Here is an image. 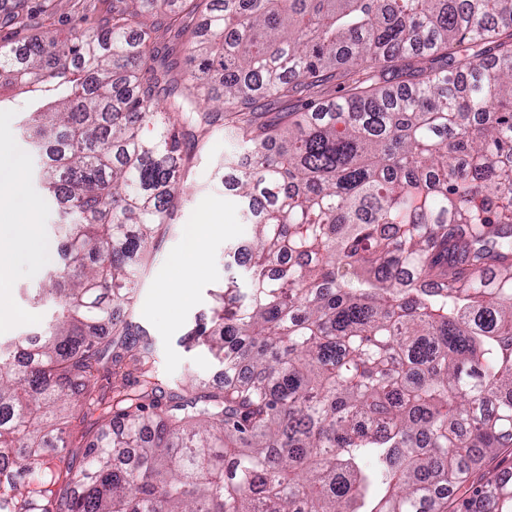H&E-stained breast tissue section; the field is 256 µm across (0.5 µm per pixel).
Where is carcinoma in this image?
Segmentation results:
<instances>
[{"label": "carcinoma", "mask_w": 512, "mask_h": 512, "mask_svg": "<svg viewBox=\"0 0 512 512\" xmlns=\"http://www.w3.org/2000/svg\"><path fill=\"white\" fill-rule=\"evenodd\" d=\"M118 2L0 47L64 257L29 291L56 316L0 339V512H512V0H209L177 74L201 0ZM215 127L254 234L187 334L224 382L178 384L132 309ZM201 23L202 21L198 17L188 19V28L186 32H184L180 36H174V32L167 33L164 35L162 39V47L165 46L167 47L166 49H169L170 51L172 50V57L176 59L180 69H184L186 67V47L193 40L191 32L198 24Z\"/></svg>", "instance_id": "cac0c4a2"}]
</instances>
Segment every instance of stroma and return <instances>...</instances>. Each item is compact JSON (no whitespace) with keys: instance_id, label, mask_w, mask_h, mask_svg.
Returning <instances> with one entry per match:
<instances>
[{"instance_id":"1","label":"stroma","mask_w":512,"mask_h":512,"mask_svg":"<svg viewBox=\"0 0 512 512\" xmlns=\"http://www.w3.org/2000/svg\"><path fill=\"white\" fill-rule=\"evenodd\" d=\"M17 8L21 9L24 19L20 26L5 20L6 15ZM111 15L112 0H25L21 7L16 0H0V44L18 42L24 36L43 41L53 37L62 39L101 25ZM27 109V101L20 97L0 104V148L25 161L22 182L26 195L35 203L32 221L51 252L48 259L24 263L11 274L8 295L14 317L10 322L0 323L1 339L34 332L46 319L48 308L31 305L26 291L37 287L47 274L61 265L54 232L58 202L42 190L38 174L40 160L19 131ZM229 151L230 144L223 130L218 129L197 154L185 201L159 247L157 261L148 267L133 309L136 320L156 342L159 372L177 381L192 374L210 383L220 373V366L205 348H186L183 338L195 317L208 313L212 304L211 289L222 286L229 274L244 273L239 265L231 271L225 268V246L241 245L252 239L251 225L243 220L237 198L224 184L222 164ZM207 213L221 217L224 229L209 242L204 265L195 280V302L189 307L165 302L162 285L173 274L171 260L183 247L185 230L200 223Z\"/></svg>"}]
</instances>
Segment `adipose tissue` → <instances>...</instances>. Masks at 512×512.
<instances>
[{"instance_id": "adipose-tissue-1", "label": "adipose tissue", "mask_w": 512, "mask_h": 512, "mask_svg": "<svg viewBox=\"0 0 512 512\" xmlns=\"http://www.w3.org/2000/svg\"><path fill=\"white\" fill-rule=\"evenodd\" d=\"M22 169L23 161L19 156L0 150V196L10 201L8 209L0 213V287L21 259L40 261L49 254L47 244L37 235L34 225L27 222L33 213V204L21 188ZM218 227L217 220L211 217L191 225L186 244L172 259L179 277L165 283V299L184 307L192 304L193 275L203 261L209 238Z\"/></svg>"}]
</instances>
